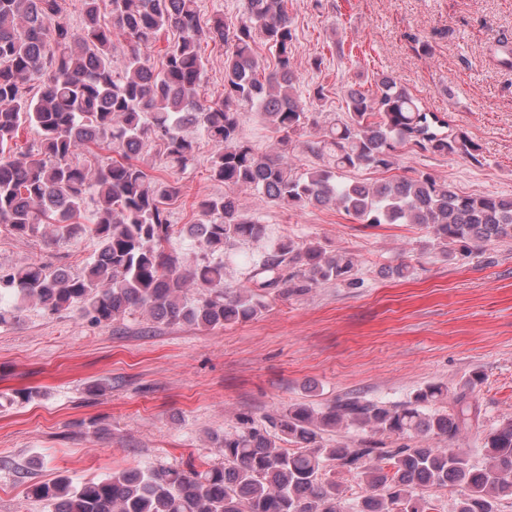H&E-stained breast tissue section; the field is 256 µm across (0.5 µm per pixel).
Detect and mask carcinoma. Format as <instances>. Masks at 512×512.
<instances>
[{
	"label": "carcinoma",
	"instance_id": "cac0c4a2",
	"mask_svg": "<svg viewBox=\"0 0 512 512\" xmlns=\"http://www.w3.org/2000/svg\"><path fill=\"white\" fill-rule=\"evenodd\" d=\"M100 2L83 0L75 27L60 0H0V227L19 239L97 242L77 273L45 263L0 269V291L15 298L12 307L0 306V325L32 303L49 314L76 309L96 324L142 311L161 324L215 329L257 318L272 294L359 284L354 255L272 236L249 214L242 189L295 209L334 207L363 224H419L443 253L512 242V197L459 194L423 171L373 184L348 177L363 167L393 170L401 149L480 152L466 131L427 111L391 74H379L372 93L346 90V111L307 145L318 166L299 173L288 156L254 149L240 130L245 106L283 143L319 127L297 91L296 37L284 0H243L232 26L221 17L201 25L198 0H109V22ZM174 32L157 69L151 52ZM116 39L125 42L120 56ZM259 39L273 63L256 53ZM203 40L224 49L217 101L201 95ZM188 126L215 147L210 172L224 194L198 203L199 219L186 232L201 257L186 266L166 248L180 184L138 156L156 150L169 168L187 169L196 154ZM23 129L35 133L24 148ZM93 146L120 159L94 169L76 161ZM246 242L260 249L243 285L231 290L224 261L212 257ZM192 288L199 290L194 300ZM481 382L482 374L469 376L446 410L438 408L448 396L439 384L394 405L356 396L325 407L293 404L218 440L220 466L137 467L80 483L59 477L31 493L53 512H440L424 491L450 487L459 491L452 512H499L512 499V419L486 435L476 463L458 448L427 445L472 425L470 398ZM350 427L380 439L357 448L324 439ZM338 471L355 475L365 494L345 497Z\"/></svg>",
	"mask_w": 512,
	"mask_h": 512
}]
</instances>
